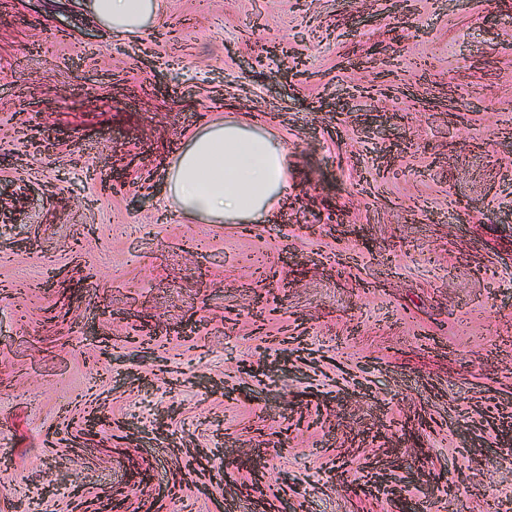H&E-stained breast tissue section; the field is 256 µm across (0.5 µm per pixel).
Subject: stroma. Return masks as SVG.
Segmentation results:
<instances>
[{"instance_id":"35a3bbf8","label":"stroma","mask_w":512,"mask_h":512,"mask_svg":"<svg viewBox=\"0 0 512 512\" xmlns=\"http://www.w3.org/2000/svg\"><path fill=\"white\" fill-rule=\"evenodd\" d=\"M164 2L0 0V512H512V0ZM205 118L249 232L163 204ZM98 21L119 36L142 35L161 11L160 0H90ZM169 177V204L186 216L262 224L288 193L286 149L267 130L215 120L174 152Z\"/></svg>"}]
</instances>
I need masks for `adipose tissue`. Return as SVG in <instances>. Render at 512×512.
<instances>
[{
	"label": "adipose tissue",
	"mask_w": 512,
	"mask_h": 512,
	"mask_svg": "<svg viewBox=\"0 0 512 512\" xmlns=\"http://www.w3.org/2000/svg\"><path fill=\"white\" fill-rule=\"evenodd\" d=\"M98 21L119 36L142 35L161 0H90ZM170 206L213 224H261L288 192L287 154L267 130L235 119L198 129L175 151Z\"/></svg>",
	"instance_id": "obj_1"
}]
</instances>
